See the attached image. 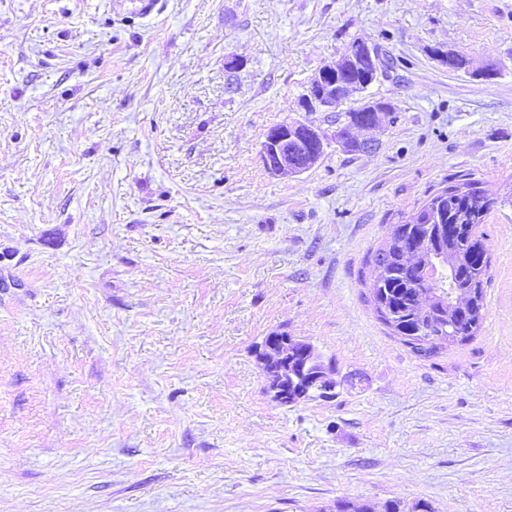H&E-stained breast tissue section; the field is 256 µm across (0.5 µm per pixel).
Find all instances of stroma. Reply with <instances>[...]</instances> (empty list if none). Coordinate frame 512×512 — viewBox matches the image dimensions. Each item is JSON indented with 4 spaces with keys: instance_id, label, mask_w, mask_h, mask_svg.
Listing matches in <instances>:
<instances>
[{
    "instance_id": "obj_1",
    "label": "stroma",
    "mask_w": 512,
    "mask_h": 512,
    "mask_svg": "<svg viewBox=\"0 0 512 512\" xmlns=\"http://www.w3.org/2000/svg\"><path fill=\"white\" fill-rule=\"evenodd\" d=\"M357 38L377 150L271 174L270 126L335 130L297 101ZM467 177L512 195V0H0V512H512V206L470 343L416 356L368 293ZM280 332L351 386L273 401Z\"/></svg>"
}]
</instances>
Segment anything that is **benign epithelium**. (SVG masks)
I'll list each match as a JSON object with an SVG mask.
<instances>
[{"label":"benign epithelium","mask_w":512,"mask_h":512,"mask_svg":"<svg viewBox=\"0 0 512 512\" xmlns=\"http://www.w3.org/2000/svg\"><path fill=\"white\" fill-rule=\"evenodd\" d=\"M335 68L329 64L315 73L308 84V89L300 101L298 108L301 112H333L336 110V99L328 95V89L323 87V77ZM387 110H376L372 124L364 127L353 126L349 134L360 139L368 137L384 121ZM288 141V126H273L267 131L262 143L264 157L273 156L276 163H267L269 171L274 175H291L293 170L288 168V162L282 157V145ZM263 364V373L267 381V391L276 400H288V380L291 376H302L309 369H315L309 375L317 392L322 399L336 397V380L331 375L317 370L319 355L313 345L307 341L290 336L286 333L268 337L259 352Z\"/></svg>","instance_id":"obj_1"}]
</instances>
